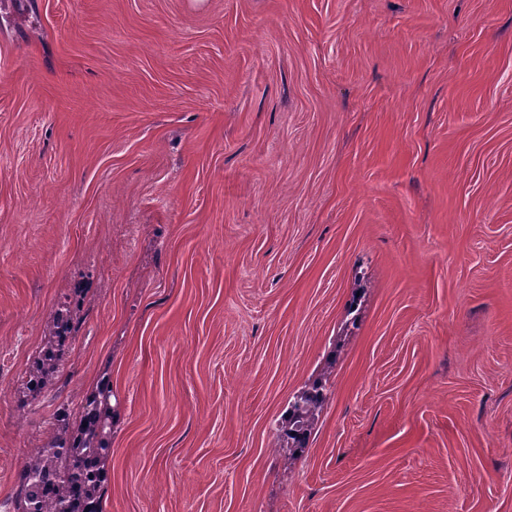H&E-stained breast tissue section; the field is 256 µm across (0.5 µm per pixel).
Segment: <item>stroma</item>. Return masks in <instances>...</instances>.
Listing matches in <instances>:
<instances>
[{"instance_id":"obj_1","label":"stroma","mask_w":512,"mask_h":512,"mask_svg":"<svg viewBox=\"0 0 512 512\" xmlns=\"http://www.w3.org/2000/svg\"><path fill=\"white\" fill-rule=\"evenodd\" d=\"M104 375L105 512H512V0H0V512ZM73 317L66 312H58L53 320V332L33 362L25 383L26 396L36 398L53 386L68 349V340L73 329ZM317 381L310 388L299 392L288 406V427L284 435L288 439V449L293 453L302 452L307 446L313 429L315 414L323 406L327 397L328 377Z\"/></svg>"}]
</instances>
